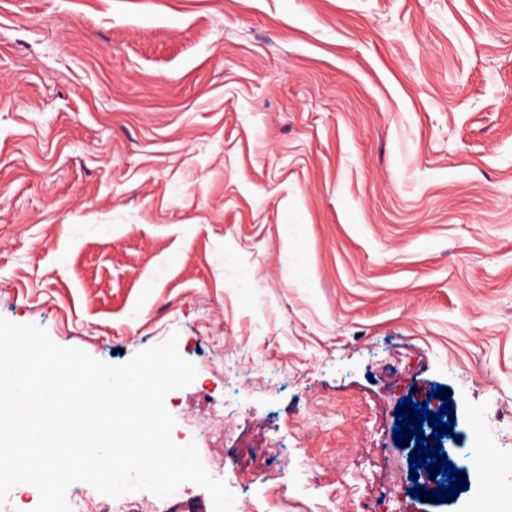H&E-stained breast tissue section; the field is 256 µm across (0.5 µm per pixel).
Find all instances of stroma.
Returning <instances> with one entry per match:
<instances>
[{
  "instance_id": "1",
  "label": "stroma",
  "mask_w": 512,
  "mask_h": 512,
  "mask_svg": "<svg viewBox=\"0 0 512 512\" xmlns=\"http://www.w3.org/2000/svg\"><path fill=\"white\" fill-rule=\"evenodd\" d=\"M0 317L114 365L177 337L171 438L234 498L499 496L413 503L393 433L439 387L512 449V0H0Z\"/></svg>"
}]
</instances>
